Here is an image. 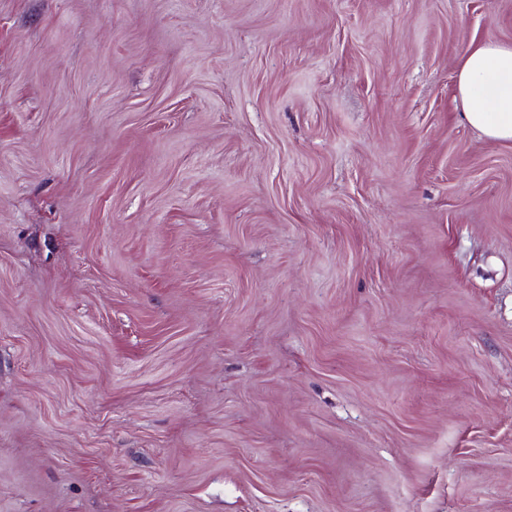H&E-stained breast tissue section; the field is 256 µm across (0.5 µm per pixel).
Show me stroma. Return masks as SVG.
Masks as SVG:
<instances>
[{
  "mask_svg": "<svg viewBox=\"0 0 512 512\" xmlns=\"http://www.w3.org/2000/svg\"><path fill=\"white\" fill-rule=\"evenodd\" d=\"M512 0H0V512H512ZM457 91L472 127L490 140L512 142V45L487 40L466 50Z\"/></svg>",
  "mask_w": 512,
  "mask_h": 512,
  "instance_id": "35a3bbf8",
  "label": "stroma"
}]
</instances>
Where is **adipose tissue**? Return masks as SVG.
Instances as JSON below:
<instances>
[{"label": "adipose tissue", "instance_id": "1", "mask_svg": "<svg viewBox=\"0 0 512 512\" xmlns=\"http://www.w3.org/2000/svg\"><path fill=\"white\" fill-rule=\"evenodd\" d=\"M457 91L472 127L490 140L512 142V45L487 40L466 50Z\"/></svg>", "mask_w": 512, "mask_h": 512}]
</instances>
